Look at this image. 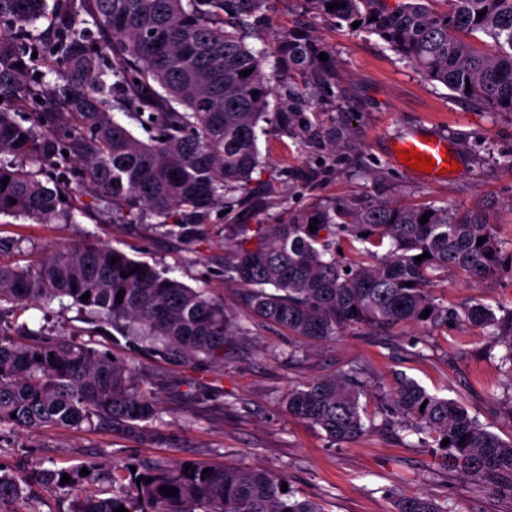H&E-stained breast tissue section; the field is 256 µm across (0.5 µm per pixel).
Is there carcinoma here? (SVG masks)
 I'll return each mask as SVG.
<instances>
[{
	"label": "carcinoma",
	"instance_id": "1",
	"mask_svg": "<svg viewBox=\"0 0 512 512\" xmlns=\"http://www.w3.org/2000/svg\"><path fill=\"white\" fill-rule=\"evenodd\" d=\"M266 2L0 0V180L9 179L0 185V215L73 224V187L86 184L130 223L151 216L191 235L213 208L243 202L264 163L259 123L294 134L309 107L305 98L269 111L279 82L299 77L316 87L334 80L331 61L318 58L324 48L300 23L270 48L247 45V31L267 21ZM434 2L306 0L324 18L349 27L360 22L358 31L378 37L453 96L512 115V0H445V10ZM332 3L341 7L327 9ZM115 110L151 130L148 141L117 121ZM424 215L429 219L422 224ZM234 230L224 276L245 290L254 317L300 339L323 341L348 329L438 327L451 316L490 329L504 348L500 365L512 377V311L499 318L474 303L458 313L430 290L452 273L484 279L501 265L503 242L485 210L353 198ZM479 237L486 238L481 245ZM384 245L386 254L375 258ZM344 247L346 256L339 254ZM425 252L429 257L415 261ZM137 265L142 270L130 273ZM65 298L96 326L112 327V343L122 339L129 349L182 366L224 364L225 350L245 334L206 290L118 249L87 242L23 267L0 264V310ZM361 394L360 382L342 373L292 387L286 407L329 440L348 443L368 431ZM389 397L393 417L386 424L414 423L465 476L512 474V438L486 430L461 402L431 395L407 378ZM160 414L152 379L92 341L25 325L12 335L0 329V429L85 425L163 443L169 438L153 427ZM83 468L89 474L80 475ZM204 469L192 461H156L134 471L127 466L122 475L85 462L29 468L17 477L0 468V501L40 487L65 492L66 512L120 506L128 512H324L290 487L281 491L288 479L267 469L222 465L205 475ZM64 474L70 481L63 484ZM125 478L129 493H86L89 485ZM163 486L178 492L167 496ZM395 512L454 510L426 496H401Z\"/></svg>",
	"mask_w": 512,
	"mask_h": 512
}]
</instances>
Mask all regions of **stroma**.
Returning a JSON list of instances; mask_svg holds the SVG:
<instances>
[{
  "label": "stroma",
  "mask_w": 512,
  "mask_h": 512,
  "mask_svg": "<svg viewBox=\"0 0 512 512\" xmlns=\"http://www.w3.org/2000/svg\"><path fill=\"white\" fill-rule=\"evenodd\" d=\"M267 26L252 30L248 46L260 49L280 31L304 21L334 62L332 88L314 90L311 126L302 135L260 137L265 170L255 172L252 200L228 212L213 210L200 235L187 238L157 230L154 218L124 224L93 192L79 199L83 214L72 224H36L0 215V263L24 266L35 257L92 241L147 262L224 304L247 333L229 347L220 367L189 368L149 360L117 349L158 385L160 428L171 444H153L96 429L39 432L0 430V463L17 460L49 468L95 459L105 465L148 460L262 467L285 475L300 495L325 512H393L400 496L426 495L455 512H512V475L476 483L440 463L420 435L385 429L389 408L381 395L397 376L415 380L438 397L461 401L469 414L501 438L512 437V380L499 368L502 347L480 328L457 319L435 330L402 326L388 332L346 331L336 339L308 342L286 329L254 320L245 292L224 277L232 224H270L289 211L346 198L389 199L409 204L489 209L494 230L512 252V116L459 101L437 82L387 49L377 37L346 24L303 14L301 0H268ZM351 131L337 150L330 132L342 113ZM440 134L456 154L459 170L432 181L403 168L395 155L401 138ZM434 295L449 309L480 302L496 315L512 309V264L492 276L466 282H435ZM25 324L77 341L113 348L106 333L93 332L78 309L58 304L14 307L0 314V327ZM360 371L365 435L331 444L324 431L289 416L285 402L298 383Z\"/></svg>",
  "instance_id": "obj_1"
}]
</instances>
